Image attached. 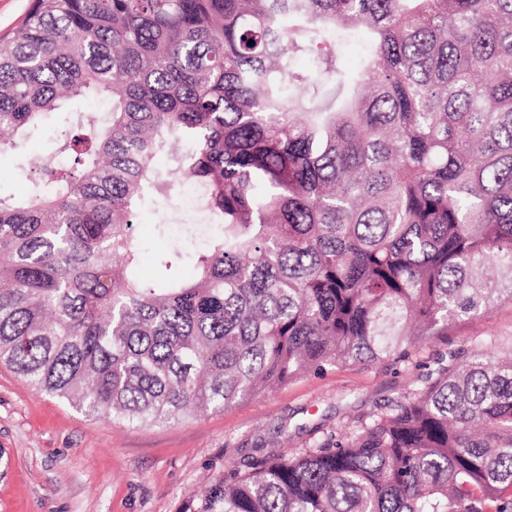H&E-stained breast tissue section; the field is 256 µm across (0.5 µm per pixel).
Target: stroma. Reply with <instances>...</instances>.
<instances>
[{
	"instance_id": "obj_1",
	"label": "stroma",
	"mask_w": 512,
	"mask_h": 512,
	"mask_svg": "<svg viewBox=\"0 0 512 512\" xmlns=\"http://www.w3.org/2000/svg\"><path fill=\"white\" fill-rule=\"evenodd\" d=\"M203 213L173 210L166 234L152 211L134 234L140 272L157 252L183 242ZM512 352V301L416 338L398 355L311 371L221 412L167 426H128L76 412L0 366V512H193L203 490L231 471L348 436L368 416L421 386L448 359Z\"/></svg>"
}]
</instances>
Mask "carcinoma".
<instances>
[{
    "label": "carcinoma",
    "mask_w": 512,
    "mask_h": 512,
    "mask_svg": "<svg viewBox=\"0 0 512 512\" xmlns=\"http://www.w3.org/2000/svg\"><path fill=\"white\" fill-rule=\"evenodd\" d=\"M100 96L73 166L24 150ZM2 157L34 177L0 193V364L120 423L222 411L512 300V0H33L0 39ZM182 183L213 232L144 278L134 218L166 230ZM511 509L512 356L481 353L196 512ZM63 113L51 114L30 136L28 148L34 152H50L55 149L63 128Z\"/></svg>",
    "instance_id": "carcinoma-1"
}]
</instances>
